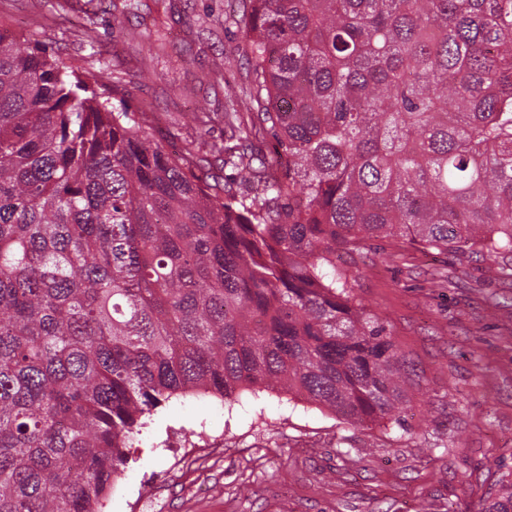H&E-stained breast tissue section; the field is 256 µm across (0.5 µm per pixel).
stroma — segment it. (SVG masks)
<instances>
[{
    "label": "stroma",
    "mask_w": 512,
    "mask_h": 512,
    "mask_svg": "<svg viewBox=\"0 0 512 512\" xmlns=\"http://www.w3.org/2000/svg\"><path fill=\"white\" fill-rule=\"evenodd\" d=\"M164 51L112 0H0V25L85 71L116 70L114 107L146 110L168 150L200 149L196 112L243 83L238 0L168 4ZM165 17V16H164ZM337 263L408 362L400 409L351 425L288 394L172 398L128 451L104 512H480L512 468V278L501 260L368 241Z\"/></svg>",
    "instance_id": "1"
}]
</instances>
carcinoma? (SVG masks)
<instances>
[{"mask_svg": "<svg viewBox=\"0 0 512 512\" xmlns=\"http://www.w3.org/2000/svg\"><path fill=\"white\" fill-rule=\"evenodd\" d=\"M242 2L203 155L0 29V512H103L177 396L392 416L402 357L336 250L512 254V0Z\"/></svg>", "mask_w": 512, "mask_h": 512, "instance_id": "obj_1", "label": "carcinoma"}]
</instances>
